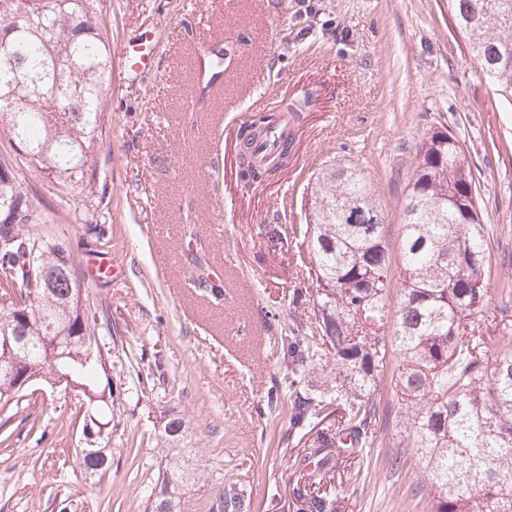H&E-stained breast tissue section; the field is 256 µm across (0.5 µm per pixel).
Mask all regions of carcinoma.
Here are the masks:
<instances>
[{
  "instance_id": "cac0c4a2",
  "label": "carcinoma",
  "mask_w": 512,
  "mask_h": 512,
  "mask_svg": "<svg viewBox=\"0 0 512 512\" xmlns=\"http://www.w3.org/2000/svg\"><path fill=\"white\" fill-rule=\"evenodd\" d=\"M105 0H0V124L16 145L15 161L69 191L96 182L89 150L103 135L112 73ZM465 32L480 74L512 107V0H448ZM265 117L245 126L240 154L244 177L277 170L250 164L251 145ZM312 223L291 225L301 262L315 288L291 304L312 307L317 335L291 336L286 352L293 425L316 431L313 452L344 437L372 448L396 428L399 447L418 454L429 481L413 495L428 512H512V328L484 335L475 325L491 299L489 229L472 166L457 136L434 128L415 145L403 191L399 235L384 242L364 232L378 224L368 175L351 165L322 173L310 194ZM0 161V403L21 405L22 373L46 381L61 372L83 388L82 433L98 437L114 420L112 391L103 386L106 362L97 336L106 322L83 299L80 268L70 242L33 235L28 224H51ZM401 274L393 283L392 256ZM60 337V359L48 362L46 338ZM497 355L490 357V347ZM325 352L336 374L317 391L307 368ZM392 370L399 410L380 412L376 376ZM341 412L338 426H322L326 405ZM185 422L170 419L164 437L178 445ZM165 464L158 492L145 512H180L190 480L191 448ZM80 469L101 479L112 450L80 449ZM309 512H329L327 500L296 489ZM235 483L209 512H243Z\"/></svg>"
}]
</instances>
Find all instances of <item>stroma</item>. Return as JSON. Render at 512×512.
<instances>
[{
	"mask_svg": "<svg viewBox=\"0 0 512 512\" xmlns=\"http://www.w3.org/2000/svg\"><path fill=\"white\" fill-rule=\"evenodd\" d=\"M106 23L112 79L105 133L89 152L96 184L63 211L58 185L30 173L25 181L59 212L34 233L67 238L81 264L108 249L117 267L87 282L91 307L112 324L101 336L112 365V473L92 480L78 466L87 444L78 393L36 382L28 421L14 419L0 445V512H144L172 453L162 431L174 417L198 450L182 512H208L231 482L245 490V512H305L294 497L304 483L333 512H422L411 489L427 474L415 454L397 457L394 432L372 448L333 449L320 469L311 435L290 424L283 347L314 334L315 319L289 304L313 284L288 235L306 221L315 178L339 162L368 173L385 222L399 226L396 174L424 133L445 127L473 165L492 228L491 280L502 279V261H512V106L480 76L448 0H112ZM138 35L157 49L151 70L132 79L126 47ZM219 38L232 51L225 97L197 92L181 109L191 56ZM258 84L265 103L244 108ZM298 102L287 166L243 180L241 126ZM188 219L222 302L192 282Z\"/></svg>",
	"mask_w": 512,
	"mask_h": 512,
	"instance_id": "stroma-1",
	"label": "stroma"
}]
</instances>
